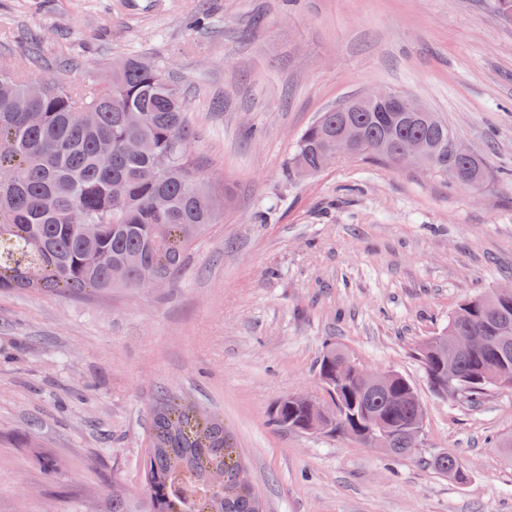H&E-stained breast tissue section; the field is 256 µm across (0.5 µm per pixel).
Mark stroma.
I'll list each match as a JSON object with an SVG mask.
<instances>
[{
  "label": "stroma",
  "mask_w": 512,
  "mask_h": 512,
  "mask_svg": "<svg viewBox=\"0 0 512 512\" xmlns=\"http://www.w3.org/2000/svg\"><path fill=\"white\" fill-rule=\"evenodd\" d=\"M130 56L184 93L230 204L172 285L0 290V512H101L142 485L158 391L216 412L266 512H512V388L431 386L415 349L464 299L512 284V21L496 0H0V69L108 83ZM404 91L494 175L342 158L288 175L301 132L367 89ZM414 385L422 445L390 457L272 425L323 400L327 346ZM454 454L458 482L431 466ZM272 419L278 426L302 431H306L312 421L307 409L290 399V395L279 402Z\"/></svg>",
  "instance_id": "35a3bbf8"
}]
</instances>
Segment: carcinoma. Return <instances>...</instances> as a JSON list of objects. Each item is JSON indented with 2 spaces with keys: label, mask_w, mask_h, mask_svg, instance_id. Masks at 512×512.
<instances>
[{
  "label": "carcinoma",
  "mask_w": 512,
  "mask_h": 512,
  "mask_svg": "<svg viewBox=\"0 0 512 512\" xmlns=\"http://www.w3.org/2000/svg\"><path fill=\"white\" fill-rule=\"evenodd\" d=\"M357 124L365 143L354 156L394 163L386 150L408 138L424 139L430 166L442 174L448 163L461 168L478 188L492 173L473 154L456 159L449 151L454 134L433 113L379 112L354 97L308 126L290 157L294 176L323 169L325 143ZM194 136L180 89L160 67L139 56L112 70V82L72 84L64 79H27L0 74V289L32 292L91 291L109 294L137 289L143 271L170 284L183 270L220 214L217 190L202 176L192 154ZM497 337L493 352L464 351L459 358V390L479 400L492 387L484 369L497 353L512 376V296L487 291L464 300L448 317V334L466 329ZM327 348L317 364L321 381L336 371ZM418 355L428 379L440 387L437 346L424 341ZM414 386L404 377L362 390L347 382L341 402L360 423L378 417L387 426L381 449L392 457L415 450ZM312 421L290 397L276 406L273 422L306 430ZM149 448L142 461V492L112 493L104 512H264L253 488L237 484L243 462L224 430V420L193 402L161 392L150 416ZM433 467L463 482L455 455L441 453Z\"/></svg>",
  "instance_id": "cac0c4a2"
}]
</instances>
